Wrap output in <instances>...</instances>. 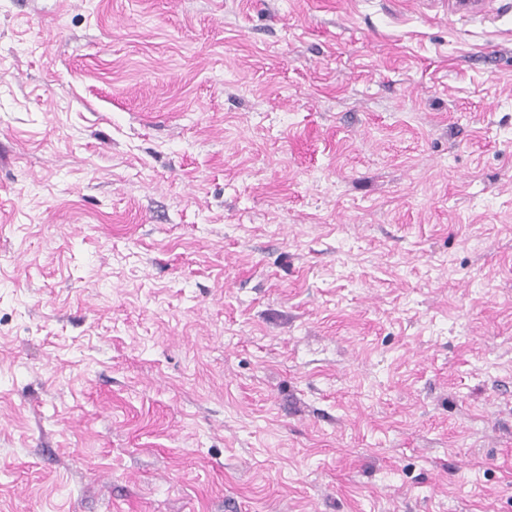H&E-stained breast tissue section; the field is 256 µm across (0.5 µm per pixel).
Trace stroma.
<instances>
[{
	"label": "stroma",
	"mask_w": 512,
	"mask_h": 512,
	"mask_svg": "<svg viewBox=\"0 0 512 512\" xmlns=\"http://www.w3.org/2000/svg\"><path fill=\"white\" fill-rule=\"evenodd\" d=\"M0 512H512V8L0 0Z\"/></svg>",
	"instance_id": "obj_1"
}]
</instances>
